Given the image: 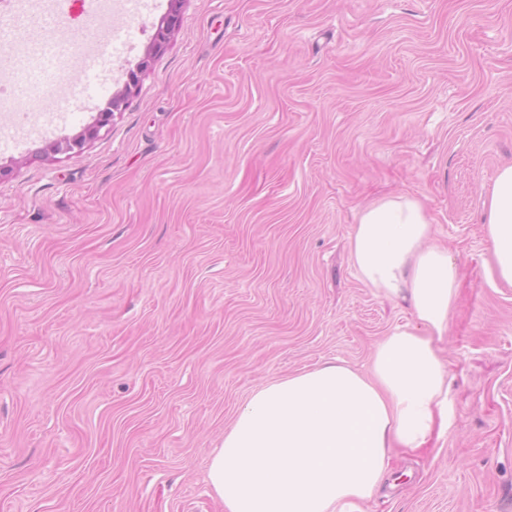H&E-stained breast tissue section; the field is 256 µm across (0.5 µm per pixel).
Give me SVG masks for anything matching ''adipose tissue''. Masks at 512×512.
<instances>
[{
    "instance_id": "1",
    "label": "adipose tissue",
    "mask_w": 512,
    "mask_h": 512,
    "mask_svg": "<svg viewBox=\"0 0 512 512\" xmlns=\"http://www.w3.org/2000/svg\"><path fill=\"white\" fill-rule=\"evenodd\" d=\"M493 272L512 286V165L485 202ZM417 198L363 209L350 239L358 277L410 305L414 321L374 347L369 373L325 363L255 389L209 459L224 512H364L393 449L417 450L448 433V369L439 343L458 298V270L432 246Z\"/></svg>"
}]
</instances>
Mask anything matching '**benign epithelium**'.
Wrapping results in <instances>:
<instances>
[{
    "label": "benign epithelium",
    "mask_w": 512,
    "mask_h": 512,
    "mask_svg": "<svg viewBox=\"0 0 512 512\" xmlns=\"http://www.w3.org/2000/svg\"><path fill=\"white\" fill-rule=\"evenodd\" d=\"M181 3L182 0H170V10L165 18L157 25L151 44L145 55L139 60L135 68L127 72L124 86L122 89L112 93L111 99L97 112L95 121L85 126L75 137L65 138L50 144L47 147V151L51 153H78L87 142L98 136L102 128L112 122L115 113L121 111L128 103L133 91L138 87L141 77L150 69L155 56L166 48L171 36L178 29Z\"/></svg>",
    "instance_id": "obj_1"
}]
</instances>
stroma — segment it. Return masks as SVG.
<instances>
[{"label": "stroma", "instance_id": "35a3bbf8", "mask_svg": "<svg viewBox=\"0 0 512 512\" xmlns=\"http://www.w3.org/2000/svg\"><path fill=\"white\" fill-rule=\"evenodd\" d=\"M107 90L0 143V512H224L211 452L258 386L367 372L409 309L357 276L360 211L420 199L459 268L448 435L394 452L365 512H512V286L485 199L512 164V0H184L129 105ZM94 41L96 0H52ZM183 0H170V10L163 20L157 25L150 46L145 55L139 60L135 68L126 74V81L122 89L112 93L111 99L97 112L95 121L85 126L82 131L73 138H64L50 144L44 151L51 153L80 152L85 144L95 139L100 130L108 126L116 112H120L128 103L133 91L138 87L141 77L150 69L155 56L161 53L169 43L171 36L179 27L180 7Z\"/></svg>", "mask_w": 512, "mask_h": 512}]
</instances>
